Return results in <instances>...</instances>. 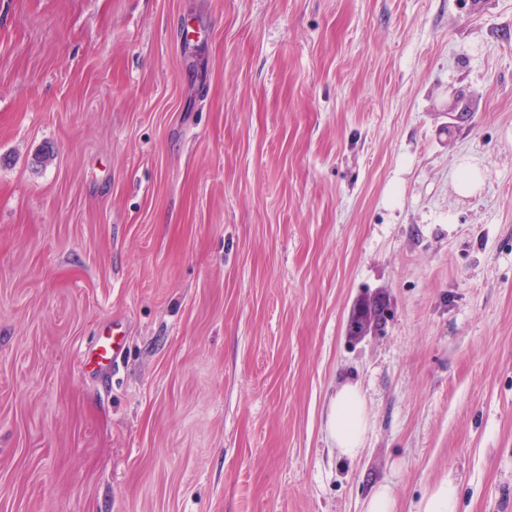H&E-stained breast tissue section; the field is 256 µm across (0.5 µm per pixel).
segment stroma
I'll return each instance as SVG.
<instances>
[{"mask_svg": "<svg viewBox=\"0 0 512 512\" xmlns=\"http://www.w3.org/2000/svg\"><path fill=\"white\" fill-rule=\"evenodd\" d=\"M450 475L512 512V0H0V512H416ZM481 178L479 169L472 164H467L458 170L456 190L464 195L471 194L479 188ZM386 309L381 300L376 296H365L354 306L349 317L346 334L351 340H356V336H361L365 332L372 330L376 332L384 321L383 310ZM123 345L122 341H112L111 338L101 340L98 348L96 349L97 365L100 371H110L118 364V359L122 355ZM330 418L332 437L340 455L358 456L368 424L365 400L358 383L346 381L337 387Z\"/></svg>", "mask_w": 512, "mask_h": 512, "instance_id": "35a3bbf8", "label": "stroma"}]
</instances>
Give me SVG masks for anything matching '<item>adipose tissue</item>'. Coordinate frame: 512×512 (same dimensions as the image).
<instances>
[{
    "label": "adipose tissue",
    "instance_id": "1",
    "mask_svg": "<svg viewBox=\"0 0 512 512\" xmlns=\"http://www.w3.org/2000/svg\"><path fill=\"white\" fill-rule=\"evenodd\" d=\"M330 418L332 437L340 455L358 456L367 430L365 400L358 384L346 381L337 387Z\"/></svg>",
    "mask_w": 512,
    "mask_h": 512
}]
</instances>
